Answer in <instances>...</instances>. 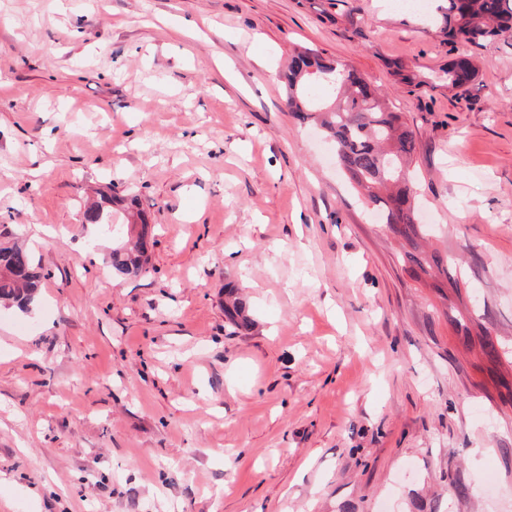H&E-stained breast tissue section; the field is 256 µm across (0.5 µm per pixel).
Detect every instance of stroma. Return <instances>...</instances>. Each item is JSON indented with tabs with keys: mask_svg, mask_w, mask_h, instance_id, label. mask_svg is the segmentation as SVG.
Listing matches in <instances>:
<instances>
[{
	"mask_svg": "<svg viewBox=\"0 0 512 512\" xmlns=\"http://www.w3.org/2000/svg\"><path fill=\"white\" fill-rule=\"evenodd\" d=\"M348 5L0 0V240L44 275L0 307V512H512V46L465 93L439 14ZM301 47L414 130L462 293L412 275L289 112ZM106 186L150 216L147 273L109 272L123 213L82 223ZM227 299L224 302V316L229 324L235 328L244 327L250 320L246 314V305L239 297H236L233 290L227 293Z\"/></svg>",
	"mask_w": 512,
	"mask_h": 512,
	"instance_id": "obj_1",
	"label": "stroma"
}]
</instances>
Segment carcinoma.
<instances>
[{
  "instance_id": "cac0c4a2",
  "label": "carcinoma",
  "mask_w": 512,
  "mask_h": 512,
  "mask_svg": "<svg viewBox=\"0 0 512 512\" xmlns=\"http://www.w3.org/2000/svg\"><path fill=\"white\" fill-rule=\"evenodd\" d=\"M443 34L448 44L461 42L480 51L494 40L512 43V0H445ZM448 85L462 89L479 76L472 56H460L448 64ZM288 108L301 121L312 120L333 147L336 162L345 175L365 192L385 226L404 244V257L417 278L435 268L455 288L458 281L438 255H426L420 244L424 233L414 204L408 167L418 143L402 113L393 111L375 88L349 64L316 51L296 50L285 75ZM128 215L127 223L140 226L135 241L112 249L108 261L121 275L147 271L152 245L148 220L134 195L102 194L83 212V223H112V205ZM41 275L31 253L18 244L0 243V302L22 309L34 301ZM224 316L235 328L250 320L246 305L233 291L227 292Z\"/></svg>"
}]
</instances>
